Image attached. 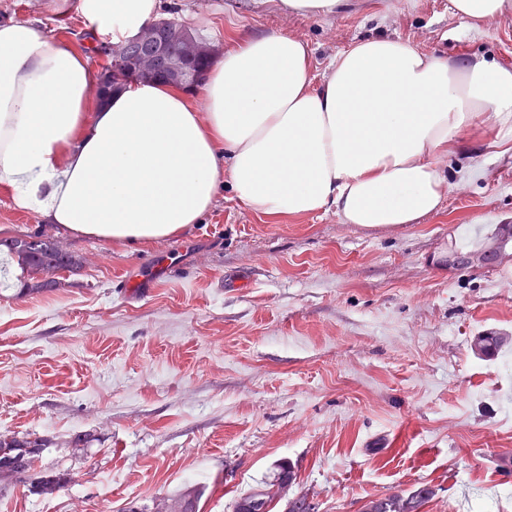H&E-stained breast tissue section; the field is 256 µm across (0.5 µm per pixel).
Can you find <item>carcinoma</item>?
I'll list each match as a JSON object with an SVG mask.
<instances>
[{"instance_id": "carcinoma-1", "label": "carcinoma", "mask_w": 512, "mask_h": 512, "mask_svg": "<svg viewBox=\"0 0 512 512\" xmlns=\"http://www.w3.org/2000/svg\"><path fill=\"white\" fill-rule=\"evenodd\" d=\"M160 38L166 46V59L173 68L161 69V63L143 57L141 47L135 46L123 51L121 61L110 63L112 70L104 80L106 92L112 94L121 90L127 83V77L133 75L139 79L156 80L160 73L167 72L164 82L178 85L179 76L186 71L198 73L204 79L206 70L213 63L209 49L184 25L171 20H160L149 24L141 33V40L150 43ZM7 247L22 272L32 276L36 282L27 291H42L53 285L50 274L69 268L75 260L51 233L43 232L37 236L24 235L0 246ZM512 345V336H501L494 332L485 333L473 339L471 348L483 358L493 357L504 348ZM46 445L41 436L31 434L22 438H0V462L8 461L10 471L14 473L12 483H22L37 495H51L70 481L66 470H45L37 467L39 454ZM295 481V473L288 461L275 465L273 476L261 482L259 488L239 497L233 512H272L278 503L288 499V512H299L297 504L306 499V495L287 498L288 490ZM434 496L433 488L423 484L405 495L394 493L379 499H371L363 505V512H420V508ZM202 491L188 489L174 496L163 497L159 504L153 505L151 512H160V506L170 505L178 512H198V503Z\"/></svg>"}]
</instances>
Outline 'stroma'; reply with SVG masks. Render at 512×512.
<instances>
[{
  "label": "stroma",
  "mask_w": 512,
  "mask_h": 512,
  "mask_svg": "<svg viewBox=\"0 0 512 512\" xmlns=\"http://www.w3.org/2000/svg\"><path fill=\"white\" fill-rule=\"evenodd\" d=\"M161 17L207 15L215 51L271 33L307 41L316 75L369 36L451 65L512 64V11L470 21L450 0H344L307 18L279 0H162ZM53 0H0V22L87 35ZM440 209L368 228L337 211L264 218L218 199L202 223L145 246L77 238L15 209L0 188V240L53 230L77 259L56 288L24 290L0 254V435L46 440L65 469L47 496L0 490V512H120L201 486L200 512H233L282 460L319 512L431 485L421 512H512V261L455 271L446 257L512 225V150L490 135L448 149ZM143 279L125 293L121 281ZM91 434L76 448V434ZM512 345V336H499L494 332L485 333L476 336L471 344L475 354L483 358L494 357L498 355L503 348Z\"/></svg>",
  "instance_id": "stroma-1"
}]
</instances>
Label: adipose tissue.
<instances>
[{
  "label": "adipose tissue",
  "mask_w": 512,
  "mask_h": 512,
  "mask_svg": "<svg viewBox=\"0 0 512 512\" xmlns=\"http://www.w3.org/2000/svg\"><path fill=\"white\" fill-rule=\"evenodd\" d=\"M161 0H77L103 51L135 38ZM87 52L32 21L0 24V187L72 234L130 244L201 223L220 192L265 216L338 211L415 223L448 188L461 135L512 146V67H450L409 42L366 38L316 77L306 42L239 43L199 92L133 82L99 102Z\"/></svg>",
  "instance_id": "1"
}]
</instances>
